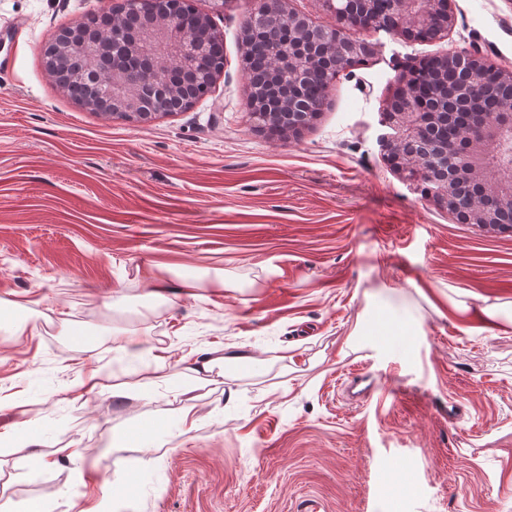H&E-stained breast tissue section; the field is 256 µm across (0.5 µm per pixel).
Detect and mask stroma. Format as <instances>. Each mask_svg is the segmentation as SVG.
Listing matches in <instances>:
<instances>
[{
    "label": "stroma",
    "mask_w": 512,
    "mask_h": 512,
    "mask_svg": "<svg viewBox=\"0 0 512 512\" xmlns=\"http://www.w3.org/2000/svg\"><path fill=\"white\" fill-rule=\"evenodd\" d=\"M106 5L0 0V512H512V231L428 201L381 121L408 64L512 70V0H452L440 39L367 32L294 137L248 122L254 0H195L224 71L189 110L72 101L43 48ZM23 420L39 459L6 437Z\"/></svg>",
    "instance_id": "1"
}]
</instances>
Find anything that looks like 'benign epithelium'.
<instances>
[{"instance_id": "benign-epithelium-1", "label": "benign epithelium", "mask_w": 512, "mask_h": 512, "mask_svg": "<svg viewBox=\"0 0 512 512\" xmlns=\"http://www.w3.org/2000/svg\"><path fill=\"white\" fill-rule=\"evenodd\" d=\"M189 0H109L99 11L107 24L97 31L80 24L71 26L72 37L82 49L86 61L74 69V78L97 85L99 95L111 104L109 117L135 123H148L159 116L155 109L178 99V88L201 69L210 75L202 82L211 86L224 67L208 63L205 50L221 37L209 14L184 11ZM437 0H391L400 17L405 37H413L419 29L431 26L432 14L425 4ZM336 15L333 27H313L310 19L287 7V0H258V6L242 29L243 48L257 40L274 37L281 54L271 66V75L264 89L252 96L249 110L254 127L260 131L276 129L280 135H296L304 127L298 123L283 127L271 123L283 105L294 112L304 105L303 96L311 60L308 52L315 46L340 48L346 57L375 52V45L366 39H353L347 31H370L378 19L359 13L354 0H326ZM293 71V84L282 88L276 74ZM448 120V113L427 105L426 98L410 91L407 84L395 89L388 100L383 123L395 134L384 147L390 165L414 181H420L434 170L448 166L458 178L472 181L477 187L495 194L493 206L486 207L479 199L472 200L460 211L461 223L475 224L483 229L498 230L497 212L512 209V163L501 167L499 180L484 184L483 160L504 134H512V108L490 115L479 113L470 129L453 146L429 142L419 155H408L405 146H413L430 136L436 125ZM429 198L436 205L456 209L444 184Z\"/></svg>"}]
</instances>
